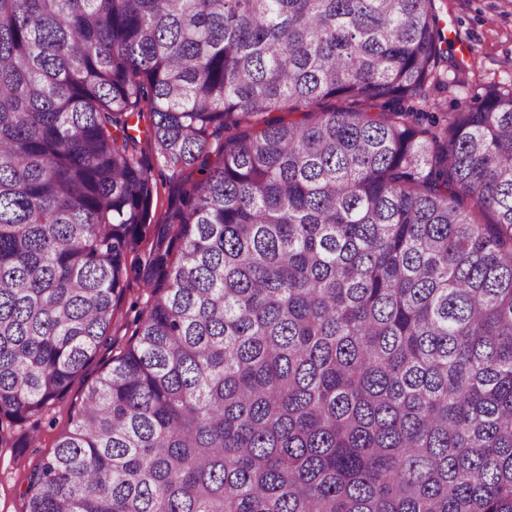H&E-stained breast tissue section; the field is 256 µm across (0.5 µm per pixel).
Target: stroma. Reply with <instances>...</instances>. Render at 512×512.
Here are the masks:
<instances>
[{
	"instance_id": "35a3bbf8",
	"label": "stroma",
	"mask_w": 512,
	"mask_h": 512,
	"mask_svg": "<svg viewBox=\"0 0 512 512\" xmlns=\"http://www.w3.org/2000/svg\"><path fill=\"white\" fill-rule=\"evenodd\" d=\"M435 7L443 26L452 31L448 61L464 62L466 69L453 82L431 88V111L457 112L483 85H511L512 0H436ZM146 298L142 282L130 280L109 330L113 345L100 350L98 360L108 361L125 349ZM96 371V366H89L75 379L66 396L39 422L35 440L22 448L0 446V512H25L30 472L53 455L59 436L69 426L72 406L80 402Z\"/></svg>"
}]
</instances>
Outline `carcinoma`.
Instances as JSON below:
<instances>
[{"mask_svg":"<svg viewBox=\"0 0 512 512\" xmlns=\"http://www.w3.org/2000/svg\"><path fill=\"white\" fill-rule=\"evenodd\" d=\"M445 42L435 0H0L1 444L151 288L25 512H512V85L421 111ZM152 174L153 179L158 183V196L154 199L153 212L155 211L156 218H159L168 209L171 201H173L169 185H165L168 182L169 172H160L158 168H155Z\"/></svg>","mask_w":512,"mask_h":512,"instance_id":"carcinoma-1","label":"carcinoma"}]
</instances>
